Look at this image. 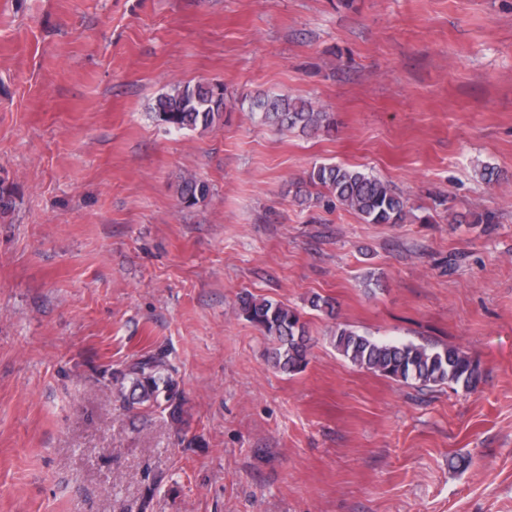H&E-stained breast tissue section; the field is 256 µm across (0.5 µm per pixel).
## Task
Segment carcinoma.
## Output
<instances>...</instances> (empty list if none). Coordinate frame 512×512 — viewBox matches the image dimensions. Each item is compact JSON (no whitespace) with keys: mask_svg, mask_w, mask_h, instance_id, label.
Segmentation results:
<instances>
[{"mask_svg":"<svg viewBox=\"0 0 512 512\" xmlns=\"http://www.w3.org/2000/svg\"><path fill=\"white\" fill-rule=\"evenodd\" d=\"M240 105L247 106L262 123L282 131L318 132L334 125L330 113L285 94L247 95ZM153 111L171 131L207 130L224 123V86L209 81L176 85L156 99ZM304 184L325 190L367 224H402L406 220L405 198L371 172L341 164H320L306 173ZM177 194L190 207L209 196L210 186L191 176L179 181ZM309 304L327 317L336 318V306L331 299L314 295ZM238 313L273 339L274 346L268 354L273 367L288 374L304 369L310 337L297 310L246 293L240 296ZM332 341L353 365L406 384H454L469 389L481 378L478 359L457 346L438 349L411 342L379 341L346 325L336 329ZM169 371L162 355H143L112 373L116 395L131 407L165 411L171 422L181 425L182 402Z\"/></svg>","mask_w":512,"mask_h":512,"instance_id":"carcinoma-1","label":"carcinoma"}]
</instances>
